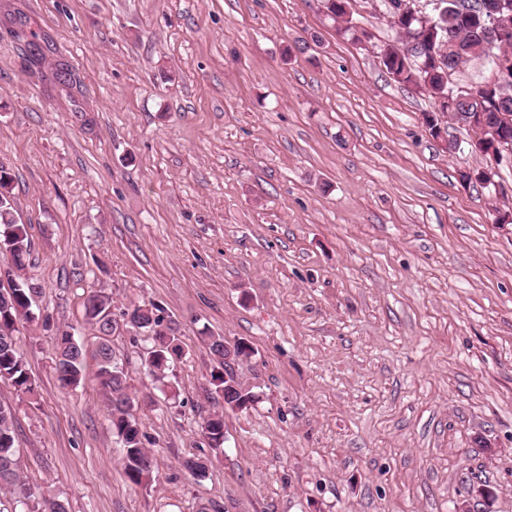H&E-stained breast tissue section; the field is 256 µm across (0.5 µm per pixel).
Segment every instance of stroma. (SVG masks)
Masks as SVG:
<instances>
[{
  "mask_svg": "<svg viewBox=\"0 0 512 512\" xmlns=\"http://www.w3.org/2000/svg\"><path fill=\"white\" fill-rule=\"evenodd\" d=\"M352 10L369 46L318 0H0V161L40 308L91 349L90 290L153 303L184 350L170 393L147 342L111 339L157 459L138 488L94 374L63 388L54 336L21 323L37 396L0 380V403L31 512H512V224L457 179L472 131L444 152L434 101L380 66L379 0ZM207 332L249 344L258 396L220 455ZM216 415L217 412H214L213 414H210L207 418H204L201 425V430H203L202 435L208 443L209 431L203 428L204 426H208L211 428V449L216 454H219L220 452L224 451V420L220 417L215 418Z\"/></svg>",
  "mask_w": 512,
  "mask_h": 512,
  "instance_id": "1",
  "label": "stroma"
}]
</instances>
